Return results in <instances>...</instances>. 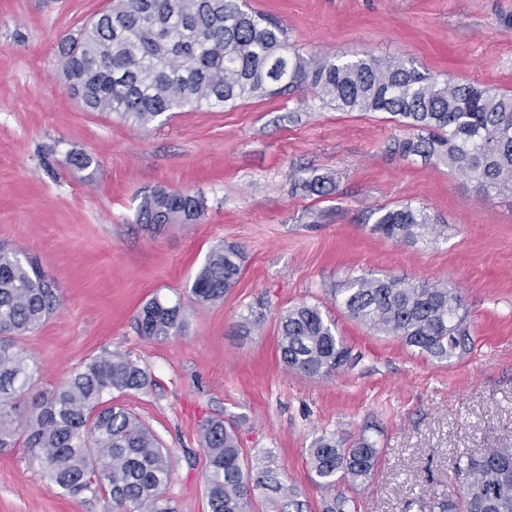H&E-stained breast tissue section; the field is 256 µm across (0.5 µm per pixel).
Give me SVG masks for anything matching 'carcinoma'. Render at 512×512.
<instances>
[{"instance_id": "carcinoma-1", "label": "carcinoma", "mask_w": 512, "mask_h": 512, "mask_svg": "<svg viewBox=\"0 0 512 512\" xmlns=\"http://www.w3.org/2000/svg\"><path fill=\"white\" fill-rule=\"evenodd\" d=\"M115 26L126 33L122 43L112 39ZM60 57L72 94L93 112L148 126L185 103L232 104L306 85L340 111L386 112L411 127L414 134L398 143L402 157L444 163L474 179L484 196L512 189V93L441 82L406 59L306 58L293 49L284 26L244 10L239 0H114L63 42ZM205 211L201 195L156 188L143 196L135 223L194 224ZM429 228L428 215L406 205L385 211L372 231L416 243ZM243 262L238 248L213 247L189 288L192 302L204 307L224 298ZM336 294L352 319L422 356L447 361L470 350V325L455 289L395 276H353ZM59 305L39 260L0 245V453L23 444L65 495L104 496L107 512H174L166 496L167 451L149 427L108 400L114 392L151 384L127 355H97L28 400L38 367L18 340ZM136 327L150 339L177 335L181 303L152 298ZM278 352L287 370L308 379H328L357 362L335 320L304 303L280 314ZM200 442L208 512H252L258 490L286 498L292 512H302L299 490L285 485L277 469L246 468L232 424L203 420ZM307 452L316 484L330 491L339 481L354 485L369 478L380 454L363 433L349 444L322 434ZM456 476L459 493L441 505L442 512H512L511 448L460 457Z\"/></svg>"}]
</instances>
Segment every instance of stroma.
Returning <instances> with one entry per match:
<instances>
[{
	"label": "stroma",
	"mask_w": 512,
	"mask_h": 512,
	"mask_svg": "<svg viewBox=\"0 0 512 512\" xmlns=\"http://www.w3.org/2000/svg\"><path fill=\"white\" fill-rule=\"evenodd\" d=\"M288 30L304 57L403 58L454 83L512 91V0H245ZM111 0H0V242L35 254L60 308L20 339L39 371L32 390L61 383L103 352L152 376L113 393L172 457L166 494L177 512H208L199 426L233 420L249 465L272 458L304 512H322L307 450L316 436L367 433L378 467L340 485L356 512H439L454 497L459 456L512 448V192L433 161L403 158L410 127L383 112H343L313 90L182 109L142 127L91 112L66 85L59 46ZM93 157L90 168L65 162ZM331 177L318 196L302 180ZM203 195L194 224L134 223L155 187ZM424 210L436 232L409 244L373 233L386 210ZM220 242L246 255L224 299L198 307L187 290ZM436 281L457 289L474 347L438 361L352 320L335 288L350 276ZM182 299L184 327L141 336L151 298ZM316 305L333 318L357 365L326 380L286 371L279 315ZM260 316L244 332L245 316ZM104 497L63 495L24 448L0 454V512H106Z\"/></svg>",
	"instance_id": "stroma-1"
}]
</instances>
